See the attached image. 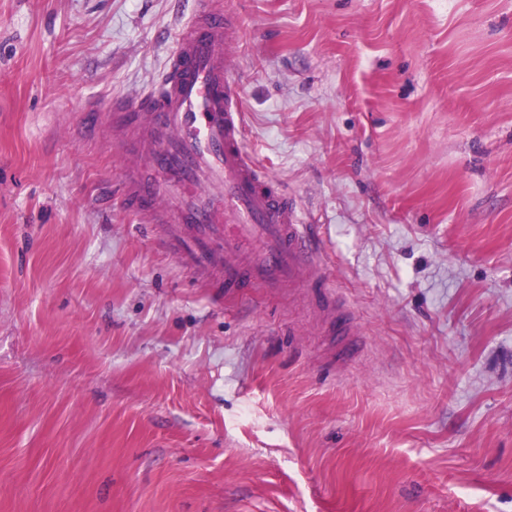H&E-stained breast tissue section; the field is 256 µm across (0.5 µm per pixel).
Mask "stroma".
<instances>
[{"instance_id":"obj_1","label":"stroma","mask_w":512,"mask_h":512,"mask_svg":"<svg viewBox=\"0 0 512 512\" xmlns=\"http://www.w3.org/2000/svg\"><path fill=\"white\" fill-rule=\"evenodd\" d=\"M176 0H0V512H512V0H224L246 145L359 347L116 203L91 99Z\"/></svg>"}]
</instances>
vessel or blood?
I'll use <instances>...</instances> for the list:
<instances>
[{"instance_id": "1", "label": "vessel or blood", "mask_w": 512, "mask_h": 512, "mask_svg": "<svg viewBox=\"0 0 512 512\" xmlns=\"http://www.w3.org/2000/svg\"><path fill=\"white\" fill-rule=\"evenodd\" d=\"M237 33L222 0H199L171 35L157 85L87 102L80 132L107 128L133 156L122 169L121 206L154 225L196 277L220 272L225 297L263 288L332 304L309 225L246 149L229 51Z\"/></svg>"}]
</instances>
